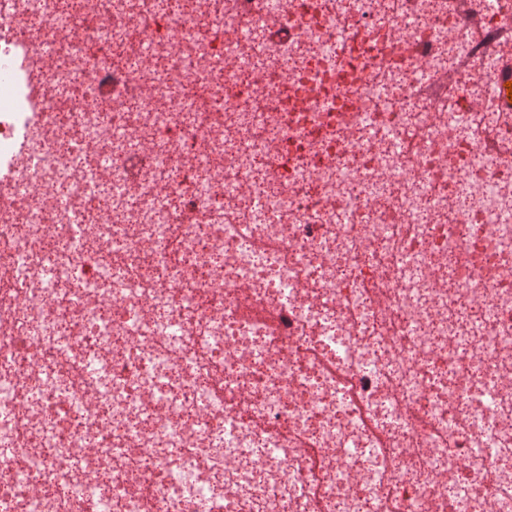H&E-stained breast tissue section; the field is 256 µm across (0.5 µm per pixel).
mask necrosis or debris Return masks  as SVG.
Wrapping results in <instances>:
<instances>
[{
	"label": "necrosis or debris",
	"mask_w": 512,
	"mask_h": 512,
	"mask_svg": "<svg viewBox=\"0 0 512 512\" xmlns=\"http://www.w3.org/2000/svg\"><path fill=\"white\" fill-rule=\"evenodd\" d=\"M282 2L0 17V512H512V28ZM507 82H512V55L505 51L499 56V64L494 74V89L500 100V112L512 113V97L507 93Z\"/></svg>",
	"instance_id": "obj_1"
}]
</instances>
